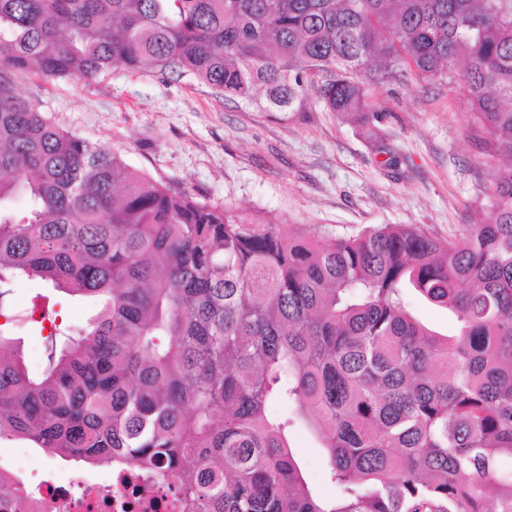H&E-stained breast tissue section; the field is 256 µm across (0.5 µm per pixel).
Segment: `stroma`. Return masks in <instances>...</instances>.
Segmentation results:
<instances>
[{
	"label": "stroma",
	"mask_w": 512,
	"mask_h": 512,
	"mask_svg": "<svg viewBox=\"0 0 512 512\" xmlns=\"http://www.w3.org/2000/svg\"><path fill=\"white\" fill-rule=\"evenodd\" d=\"M19 93L62 128L120 154L156 180L260 221L291 224L325 241L380 224H411L443 241L468 235L476 213L497 202L483 145L470 136L461 88L390 81L373 93L383 112L387 150L371 149L353 125L309 93L299 110L270 111L222 96L193 76L169 78L150 64L117 69L86 85L18 78ZM30 374L47 364L48 342L26 321L14 323ZM289 442L312 488L335 492L311 428L297 423ZM0 465L28 481L79 483L112 468L67 461L31 444L0 443Z\"/></svg>",
	"instance_id": "35a3bbf8"
}]
</instances>
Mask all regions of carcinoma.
Wrapping results in <instances>:
<instances>
[{"instance_id": "obj_1", "label": "carcinoma", "mask_w": 512, "mask_h": 512, "mask_svg": "<svg viewBox=\"0 0 512 512\" xmlns=\"http://www.w3.org/2000/svg\"><path fill=\"white\" fill-rule=\"evenodd\" d=\"M145 63L280 109L313 88L377 150L373 88L460 85L497 207L457 242L287 233L154 180L16 88ZM22 278L101 303L77 330L32 304L54 327L38 377L1 301ZM0 318V442L139 469L182 512H512V0H0ZM297 421L332 498L289 449ZM0 512H31L3 471ZM406 304L424 323L439 331H447L448 313L446 311L430 305L412 292L406 295ZM289 442L312 488L323 497L332 496L335 488L326 475V460L311 428L303 422L297 423L291 429Z\"/></svg>"}]
</instances>
